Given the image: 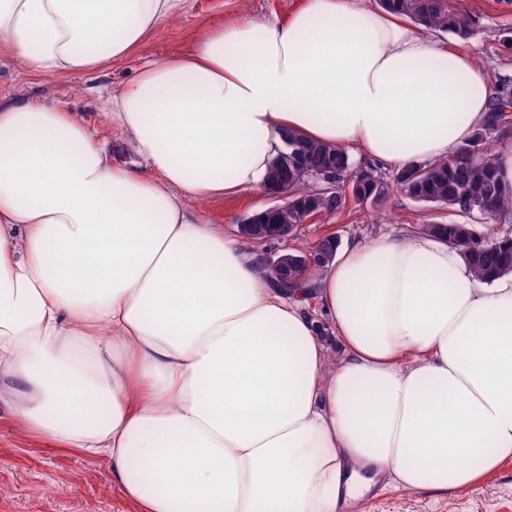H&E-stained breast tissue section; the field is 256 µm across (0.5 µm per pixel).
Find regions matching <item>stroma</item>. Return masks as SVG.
I'll return each mask as SVG.
<instances>
[{"mask_svg":"<svg viewBox=\"0 0 512 512\" xmlns=\"http://www.w3.org/2000/svg\"><path fill=\"white\" fill-rule=\"evenodd\" d=\"M300 0H189L183 14L161 24L122 60L102 69L67 78L28 73L16 60L0 58V100L34 101L66 108L91 126L107 150L119 151L124 161L141 158L124 147L118 130L104 114L106 94H116L138 74L143 61L162 60L188 53L196 36L235 20L272 21L287 16ZM457 10L472 21L473 33L462 38L435 31L443 44L469 53L497 83L498 91L512 97V49L500 40L512 28V0H454ZM266 191H250L234 199L202 203L207 220L233 234L248 214L275 204ZM471 215L416 201L389 190L378 203L351 202L329 219L300 225L293 236L267 242L266 250L282 253L307 249L327 233L341 241L373 239L402 224L468 223ZM365 512H512V466L478 488L465 492L406 496L399 492L370 491ZM0 512H133L112 478V466L103 456L87 457L16 427L0 412Z\"/></svg>","mask_w":512,"mask_h":512,"instance_id":"obj_1","label":"stroma"}]
</instances>
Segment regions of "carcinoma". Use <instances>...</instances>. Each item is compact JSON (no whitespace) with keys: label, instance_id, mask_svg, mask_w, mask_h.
<instances>
[{"label":"carcinoma","instance_id":"carcinoma-1","mask_svg":"<svg viewBox=\"0 0 512 512\" xmlns=\"http://www.w3.org/2000/svg\"><path fill=\"white\" fill-rule=\"evenodd\" d=\"M380 7L406 17L416 24L452 32L460 37L470 33L466 17L449 0H380ZM502 113L495 106L476 133L482 142L501 125ZM284 148L273 159L270 169L288 160V191L292 193L288 206L281 210L269 207L254 213L259 224H287L295 229L312 218L335 215L348 203L345 186H351L359 201H381L388 193V183L372 166L351 169L349 157L335 147L313 143L296 131L282 134ZM468 151L463 147L458 158L448 162L414 164L396 178L397 187L410 198L424 203L446 206L483 219H494L512 213V196L500 190L495 173V161L488 150L473 158H459ZM322 169L336 176L338 190L330 191L312 179L310 171ZM470 209H464V206ZM428 233L448 234V239L465 255L474 274L512 272V238L486 239L476 224L420 225Z\"/></svg>","mask_w":512,"mask_h":512}]
</instances>
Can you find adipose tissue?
Wrapping results in <instances>:
<instances>
[{"label":"adipose tissue","mask_w":512,"mask_h":512,"mask_svg":"<svg viewBox=\"0 0 512 512\" xmlns=\"http://www.w3.org/2000/svg\"><path fill=\"white\" fill-rule=\"evenodd\" d=\"M187 4L0 0V55L87 73ZM492 94L399 15L302 0L107 99L148 171L65 109L0 102V410L107 456L138 512H361L374 488L492 478L512 464V273L407 226L340 244L314 314L189 207L262 187L286 129L382 167L450 158Z\"/></svg>","instance_id":"adipose-tissue-1"}]
</instances>
